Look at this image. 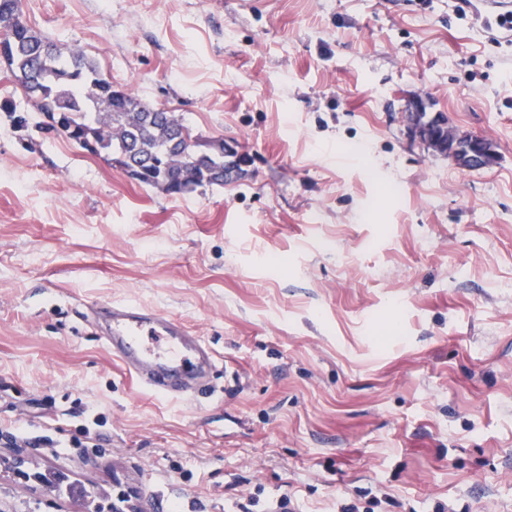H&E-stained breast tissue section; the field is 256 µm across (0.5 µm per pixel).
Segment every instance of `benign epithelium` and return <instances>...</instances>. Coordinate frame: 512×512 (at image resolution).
Masks as SVG:
<instances>
[{
	"mask_svg": "<svg viewBox=\"0 0 512 512\" xmlns=\"http://www.w3.org/2000/svg\"><path fill=\"white\" fill-rule=\"evenodd\" d=\"M429 104L413 97L406 104L404 123L409 137L434 155L444 157L457 168L471 170L494 164L497 153L492 143L479 135L459 131L444 112L428 111ZM228 163L247 169L251 156L234 140H226Z\"/></svg>",
	"mask_w": 512,
	"mask_h": 512,
	"instance_id": "obj_1",
	"label": "benign epithelium"
}]
</instances>
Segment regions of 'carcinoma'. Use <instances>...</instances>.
<instances>
[{
	"mask_svg": "<svg viewBox=\"0 0 512 512\" xmlns=\"http://www.w3.org/2000/svg\"><path fill=\"white\" fill-rule=\"evenodd\" d=\"M11 48L5 78L20 87L53 125L65 114L95 143V156L123 168L144 162L139 183L163 192L177 182L191 192L242 176L224 157V138L175 141L186 127L179 114L140 98L111 81L78 46L62 48L31 28L22 0H0V43Z\"/></svg>",
	"mask_w": 512,
	"mask_h": 512,
	"instance_id": "obj_1",
	"label": "carcinoma"
}]
</instances>
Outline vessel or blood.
<instances>
[{
  "label": "vessel or blood",
  "instance_id": "1",
  "mask_svg": "<svg viewBox=\"0 0 512 512\" xmlns=\"http://www.w3.org/2000/svg\"><path fill=\"white\" fill-rule=\"evenodd\" d=\"M95 314L113 355L155 394L171 398L189 393L191 380L211 362L202 337L165 311L112 302Z\"/></svg>",
  "mask_w": 512,
  "mask_h": 512
}]
</instances>
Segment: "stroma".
<instances>
[{"mask_svg": "<svg viewBox=\"0 0 512 512\" xmlns=\"http://www.w3.org/2000/svg\"><path fill=\"white\" fill-rule=\"evenodd\" d=\"M120 85L238 142L184 195L57 135L0 77V512H512V35L490 0H23ZM430 99L486 137L412 142ZM136 301L214 353V393L155 395L94 310ZM102 448H71L83 430ZM65 475L88 492L36 481ZM405 108L403 121L409 137L428 152L448 158L463 170L496 162L497 153L488 139L460 132L446 113L428 111L429 104L424 99L413 97Z\"/></svg>", "mask_w": 512, "mask_h": 512, "instance_id": "1", "label": "stroma"}]
</instances>
